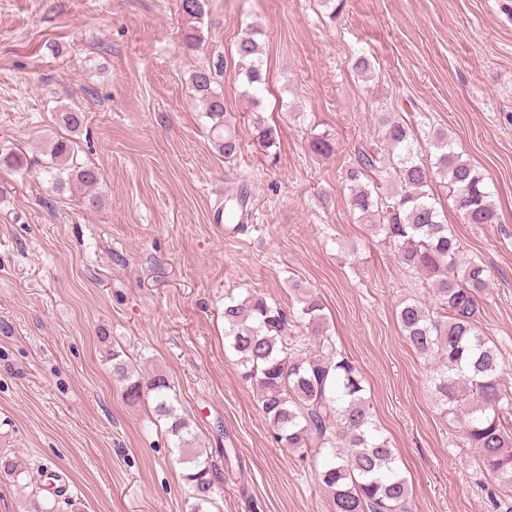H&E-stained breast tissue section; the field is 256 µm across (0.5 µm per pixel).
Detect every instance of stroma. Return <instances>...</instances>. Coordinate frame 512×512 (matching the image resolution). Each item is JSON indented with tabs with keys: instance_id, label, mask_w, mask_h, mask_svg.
<instances>
[{
	"instance_id": "35a3bbf8",
	"label": "stroma",
	"mask_w": 512,
	"mask_h": 512,
	"mask_svg": "<svg viewBox=\"0 0 512 512\" xmlns=\"http://www.w3.org/2000/svg\"><path fill=\"white\" fill-rule=\"evenodd\" d=\"M187 26L176 0H0V144L40 157L56 112L77 108L81 157L102 174L60 192L38 168L0 169V457L22 469L0 475V512H27L44 470L64 512H190L167 425L124 398L116 350L174 387L223 512H327L311 461L275 440L224 341L226 293L289 309L296 283L363 373L412 512H512V486L461 446L433 401V362L402 337L398 303L428 289L353 216L343 184L357 150L381 143L380 113L447 131L501 216L445 210L488 270L480 322L512 383V0H208L194 50ZM250 27L258 106L235 54ZM361 55L372 78L351 68ZM219 58L242 144L231 159L190 85ZM324 134L329 156L310 148ZM242 193L253 220L231 237L213 215Z\"/></svg>"
}]
</instances>
